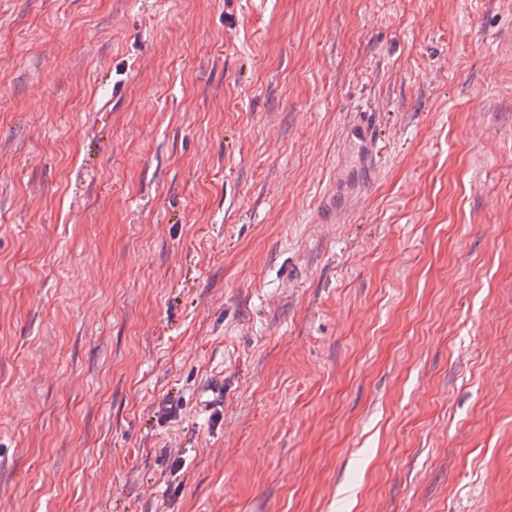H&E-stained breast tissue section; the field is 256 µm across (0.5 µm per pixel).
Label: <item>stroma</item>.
<instances>
[{
	"label": "stroma",
	"mask_w": 512,
	"mask_h": 512,
	"mask_svg": "<svg viewBox=\"0 0 512 512\" xmlns=\"http://www.w3.org/2000/svg\"><path fill=\"white\" fill-rule=\"evenodd\" d=\"M0 512H512V0H0ZM342 140L358 151L361 168L370 174L371 166L376 162L378 145L375 122L368 117L348 122L343 129Z\"/></svg>",
	"instance_id": "35a3bbf8"
}]
</instances>
